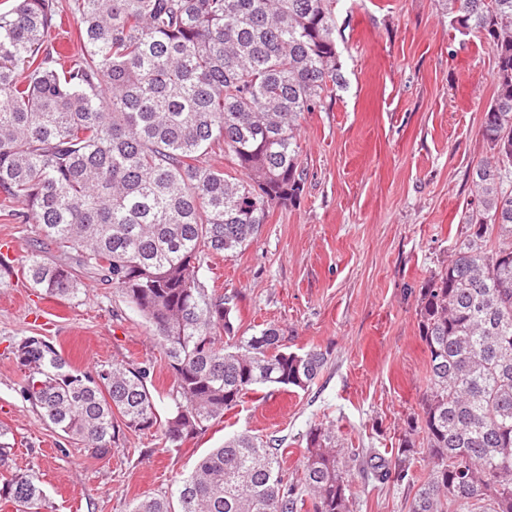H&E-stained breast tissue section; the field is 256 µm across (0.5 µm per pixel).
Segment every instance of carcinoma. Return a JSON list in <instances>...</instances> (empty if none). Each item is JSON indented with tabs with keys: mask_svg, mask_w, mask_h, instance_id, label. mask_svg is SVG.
I'll use <instances>...</instances> for the list:
<instances>
[{
	"mask_svg": "<svg viewBox=\"0 0 512 512\" xmlns=\"http://www.w3.org/2000/svg\"><path fill=\"white\" fill-rule=\"evenodd\" d=\"M495 58L483 112L490 155L472 172L477 204L446 264L420 289L428 356L421 412L377 479L410 481L422 441L426 477L409 512H512V0H440ZM336 0H73L74 56L46 46L56 0L0 11V205L34 224L23 274L50 298L75 299L84 278L112 284L151 327L174 382L161 416L150 368L71 366L37 336L13 347L22 394L67 438L107 454L126 431L171 446L224 419L262 387L306 390L326 364L286 350L276 325L247 336L235 305L208 288L213 255L252 242L271 209L301 200L297 132L343 85ZM221 152L236 178L210 163ZM53 244L66 257L43 254ZM301 469L281 440L236 433L199 459L173 498L130 512H353L350 462L335 430L305 435ZM0 498L46 512L33 474Z\"/></svg>",
	"mask_w": 512,
	"mask_h": 512,
	"instance_id": "obj_1",
	"label": "carcinoma"
}]
</instances>
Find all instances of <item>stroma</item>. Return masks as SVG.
<instances>
[{
  "instance_id": "35a3bbf8",
  "label": "stroma",
  "mask_w": 512,
  "mask_h": 512,
  "mask_svg": "<svg viewBox=\"0 0 512 512\" xmlns=\"http://www.w3.org/2000/svg\"><path fill=\"white\" fill-rule=\"evenodd\" d=\"M336 47L345 84L305 114L300 202L274 208L257 238L212 256L208 278L233 296L241 330L280 326L290 350L323 352L305 391L260 390L223 421L174 448L161 434L129 432L105 455L60 435L24 399L13 347L38 336L89 372L115 362L151 367L158 411L173 379L151 328L111 284L87 278L71 300L31 288L21 263L38 232L0 209V254L13 267L0 286V426L12 450L0 485L35 474L52 512H129L171 495L225 437L282 439L300 468L311 426L334 427L344 448L386 454L421 409L427 354L420 288L462 239L475 201L472 169L488 155L481 117L495 61L462 34L437 0H336ZM353 462L354 512H408L407 487L379 482Z\"/></svg>"
}]
</instances>
